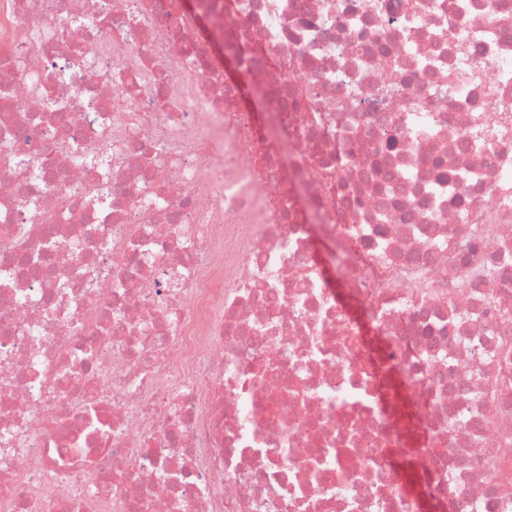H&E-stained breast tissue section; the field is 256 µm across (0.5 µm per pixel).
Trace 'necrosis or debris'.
Returning a JSON list of instances; mask_svg holds the SVG:
<instances>
[{
    "label": "necrosis or debris",
    "instance_id": "1",
    "mask_svg": "<svg viewBox=\"0 0 512 512\" xmlns=\"http://www.w3.org/2000/svg\"><path fill=\"white\" fill-rule=\"evenodd\" d=\"M4 432L0 512H512V0H0Z\"/></svg>",
    "mask_w": 512,
    "mask_h": 512
}]
</instances>
